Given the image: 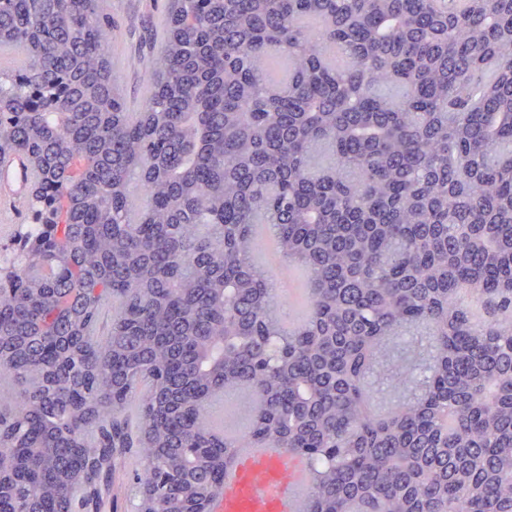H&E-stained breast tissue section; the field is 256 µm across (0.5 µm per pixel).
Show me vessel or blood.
Here are the masks:
<instances>
[{
    "instance_id": "b4317fda",
    "label": "vessel or blood",
    "mask_w": 512,
    "mask_h": 512,
    "mask_svg": "<svg viewBox=\"0 0 512 512\" xmlns=\"http://www.w3.org/2000/svg\"><path fill=\"white\" fill-rule=\"evenodd\" d=\"M19 161L0 159V232L23 223L27 201L14 177ZM308 471L305 456L281 448L238 452L224 473L210 512H297L299 490Z\"/></svg>"
}]
</instances>
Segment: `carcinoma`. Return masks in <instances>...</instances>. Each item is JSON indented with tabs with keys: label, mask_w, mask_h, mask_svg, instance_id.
I'll return each instance as SVG.
<instances>
[{
	"label": "carcinoma",
	"mask_w": 512,
	"mask_h": 512,
	"mask_svg": "<svg viewBox=\"0 0 512 512\" xmlns=\"http://www.w3.org/2000/svg\"><path fill=\"white\" fill-rule=\"evenodd\" d=\"M453 2L168 0L133 112L107 0H0V102L56 96L0 112L54 207L0 259V512H103L127 453L204 509L260 447L309 459L298 512H512V0ZM263 262L273 277H278L281 279V281L278 283L282 282L285 286L291 288L292 290H294L293 288H297V286L299 288H303L302 285L295 281L290 264H288L277 251L268 256L264 252ZM288 270L292 273V280L288 278V281H283L282 273H286Z\"/></svg>",
	"instance_id": "carcinoma-1"
}]
</instances>
